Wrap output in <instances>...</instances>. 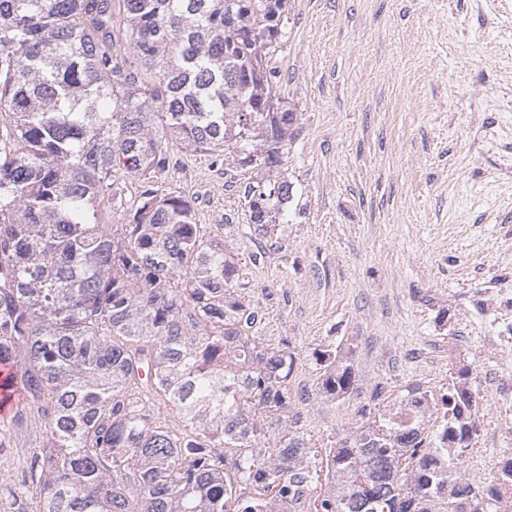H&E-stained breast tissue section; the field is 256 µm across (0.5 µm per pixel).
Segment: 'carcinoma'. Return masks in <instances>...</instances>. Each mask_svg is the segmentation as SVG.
Instances as JSON below:
<instances>
[{
    "label": "carcinoma",
    "mask_w": 512,
    "mask_h": 512,
    "mask_svg": "<svg viewBox=\"0 0 512 512\" xmlns=\"http://www.w3.org/2000/svg\"><path fill=\"white\" fill-rule=\"evenodd\" d=\"M287 0H0V364L43 441L0 512H429L453 473L431 455L477 432L469 371L441 395L436 441L384 411L310 446L294 353L268 348L247 272L190 201L142 180L169 142L277 171L297 121L266 56ZM270 47L259 55L257 42ZM243 186L254 231L292 194ZM327 399L352 367L313 352ZM448 512H496L465 492Z\"/></svg>",
    "instance_id": "carcinoma-1"
}]
</instances>
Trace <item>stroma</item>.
I'll return each mask as SVG.
<instances>
[{
	"label": "stroma",
	"mask_w": 512,
	"mask_h": 512,
	"mask_svg": "<svg viewBox=\"0 0 512 512\" xmlns=\"http://www.w3.org/2000/svg\"><path fill=\"white\" fill-rule=\"evenodd\" d=\"M297 114L282 173L286 221L258 237L240 187L254 170L171 147L163 188L185 192L294 352L305 436L354 435L409 387L439 394L469 369L477 458L512 448V0H288L271 55ZM266 246L265 261L252 257ZM356 376L323 398L313 353Z\"/></svg>",
	"instance_id": "obj_1"
}]
</instances>
